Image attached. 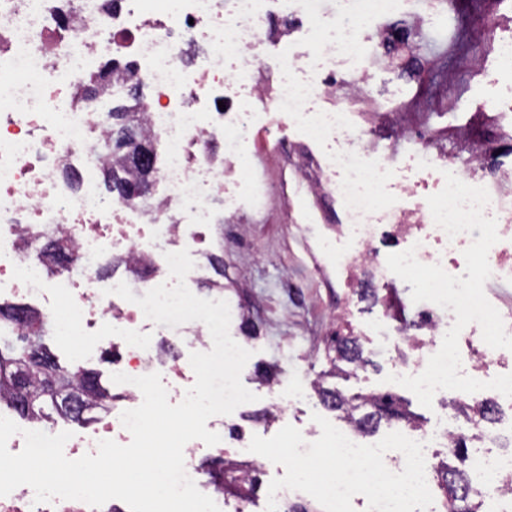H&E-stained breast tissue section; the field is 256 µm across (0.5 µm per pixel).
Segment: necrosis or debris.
I'll list each match as a JSON object with an SVG mask.
<instances>
[{"label":"necrosis or debris","instance_id":"4bbe7bcc","mask_svg":"<svg viewBox=\"0 0 512 512\" xmlns=\"http://www.w3.org/2000/svg\"><path fill=\"white\" fill-rule=\"evenodd\" d=\"M265 0H0V301L16 300L48 319L52 331L79 341L83 349L108 346L117 371L137 377L159 371L169 399H176L178 379L190 364H162L150 336L154 322L136 304L152 288L170 282L165 253L203 254L202 229L212 224L211 203L224 192V170L236 181L247 175L245 145L248 114L227 120L218 107L229 81L244 80L261 41L260 16ZM400 0H338L323 28L318 54L321 73L311 75L306 55L284 53L273 102L314 139L339 141L328 156L335 172L333 190L354 242L352 253L336 262L371 257L380 214L404 224V245L417 260L437 264L434 245L455 249L479 238V231L449 237L433 220L429 207L404 208L401 201L378 194L387 159L354 126L345 107L311 112L312 97L328 95L337 57L361 58V31L376 17L391 15ZM197 46L194 64L184 51ZM126 62L107 86L130 82L148 88L130 111L145 136L162 142L156 170L162 195L117 211L101 179L111 159L101 151L111 126L102 113L78 99L102 65ZM235 67H226V59ZM220 141L213 151L212 141ZM62 238L73 253L60 278L49 280L33 244ZM139 267L128 302L110 292L114 275H101L114 256ZM112 409L103 428L73 436L67 458L95 453L111 439L126 445L130 432L123 411L138 407L143 396L131 384L112 387ZM512 474V452L471 454L472 488L489 496L491 512H512V494L500 479ZM0 512H112L111 504L92 510L79 500L54 499L38 504L30 487L0 497Z\"/></svg>","mask_w":512,"mask_h":512}]
</instances>
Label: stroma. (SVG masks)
I'll return each mask as SVG.
<instances>
[{
  "label": "stroma",
  "instance_id": "stroma-1",
  "mask_svg": "<svg viewBox=\"0 0 512 512\" xmlns=\"http://www.w3.org/2000/svg\"><path fill=\"white\" fill-rule=\"evenodd\" d=\"M281 0H269L257 46L262 61L247 81L224 91L227 109L253 114L248 151V184L224 181V197L213 204L223 226L210 255L223 259L222 270L205 265L196 296L208 299L223 289L231 312L230 335L252 356L241 380L256 394L234 422L241 440L225 438L222 449L201 452L200 466L215 458L246 459V442L265 438L289 424L306 432L308 441L321 435L312 408L298 399L316 379L348 393L387 390L386 376L416 369L424 352L410 346L387 352L377 344L373 327L384 317L416 318L421 306L411 299L404 281L375 277L371 262L337 265V252L347 250L344 218L332 191L336 179L325 157L331 145L312 139L286 113L276 111L270 73L283 51L310 54L313 44L306 22L284 19ZM497 15L502 23L482 32V17ZM367 92L355 96L351 62L337 58L334 90L313 99L319 112L347 106L354 126L380 143L393 175L387 195L403 196L416 206L445 185L450 169L480 184L497 171V194L512 198V75L499 72L495 57L501 41L512 42V8L499 0H407L392 18H377L361 33ZM263 98L253 96V89ZM498 108L490 109L486 100ZM425 145L439 167L430 174L412 166L417 145ZM360 336L372 367L349 377L330 376L326 340L334 331ZM271 370L284 388L289 406L282 419L253 420L270 404L271 390L256 372Z\"/></svg>",
  "mask_w": 512,
  "mask_h": 512
}]
</instances>
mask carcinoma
Returning a JSON list of instances; mask_svg holds the SVG:
<instances>
[{"label":"carcinoma","instance_id":"obj_1","mask_svg":"<svg viewBox=\"0 0 512 512\" xmlns=\"http://www.w3.org/2000/svg\"><path fill=\"white\" fill-rule=\"evenodd\" d=\"M112 153V167L104 170L105 183L135 184L150 180L153 171L136 164L131 144L114 137L105 144ZM20 307L0 304V405H5L20 417L39 421L61 419L86 423L93 418L78 413L67 402L64 394L79 398L84 408L90 405L107 407L112 403V391L100 373L79 365L60 363L44 342L45 330L26 326V333L17 334ZM328 349L335 352L331 373L345 372L343 365L352 370L371 364L364 357L357 336L334 334ZM313 391L327 409L341 413V418L360 428L365 434L374 433L383 423L394 427H416L419 416L410 409L404 398L391 393H355L347 395L336 388H328L321 380L313 382ZM468 420L490 424L495 421V408L489 401L460 408ZM481 438L475 433L460 438L448 451L445 459L434 468L433 480L442 495L441 512H482V503L470 498L468 483L467 448ZM260 467L220 459L211 463L210 474L216 485L227 495L249 500L259 486Z\"/></svg>","mask_w":512,"mask_h":512}]
</instances>
